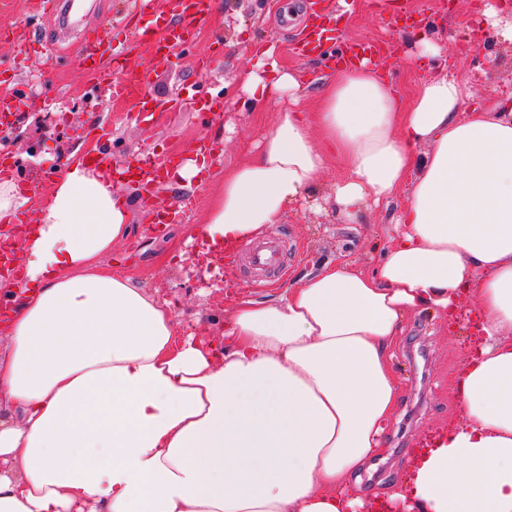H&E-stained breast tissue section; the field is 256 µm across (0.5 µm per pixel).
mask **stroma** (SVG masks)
I'll list each match as a JSON object with an SVG mask.
<instances>
[{
  "label": "stroma",
  "mask_w": 512,
  "mask_h": 512,
  "mask_svg": "<svg viewBox=\"0 0 512 512\" xmlns=\"http://www.w3.org/2000/svg\"><path fill=\"white\" fill-rule=\"evenodd\" d=\"M286 0H216L208 26L194 33L183 49L156 66L146 48H139L134 61L146 76L144 90L151 101L163 104L178 100L176 111L140 113L126 101L102 102L99 109L83 105L71 111V132L53 136L35 118L63 93L87 90L88 84L73 50L85 31L101 19L123 31L126 20L120 0H78L82 18L73 30V45L60 49L57 30L46 18H29L25 0H0V30L23 31L33 37L28 52V73L38 78L37 92L24 115L8 132L11 163L31 171L39 186L19 210L25 223H33L37 207L58 177L52 162L59 157L76 160L97 146L90 128L103 124L112 134L113 161L133 159L150 151L159 161L172 157L188 160L186 148L200 139L213 142L217 154L210 159L204 182L170 183L157 200L140 194L137 186L117 183L113 190L125 197L131 233L115 244L104 264L114 273L132 277L159 300L175 309L176 334H195L221 340L224 324L239 295L271 301L295 287L302 276L323 262L344 255L370 267L379 261L394 209L407 204L406 191H398L390 207H366L353 219L336 210L332 189L346 175L335 155H328L318 190L289 205L281 223L271 226L268 236L280 239L287 255V274L255 283L247 261L224 267L222 272L204 268L195 272L192 254L197 228L204 224L212 197L224 180L225 169L251 157L270 132L286 100L254 101L244 89L241 76L256 69L257 52L272 48L280 70L293 73L305 90V109L317 108L322 80L331 78L322 60H300L288 53V43L297 34L306 14L305 0H293L296 12L285 15ZM354 10L341 13L337 21L344 38L365 37L390 41L394 58L381 59L379 67L404 100H411L427 66L410 61L421 38L434 40L441 48L448 74L467 80L473 98L489 102L512 92V45L502 42L486 23L487 5L512 8V0H413L414 21L400 14L402 0H354ZM223 104L219 115L203 110L204 102ZM38 154H31V144ZM192 190L198 202L183 223L168 225L164 232L148 230L147 210L153 204L169 205ZM470 325L448 323L445 317L427 312L410 314L394 348L393 368L402 384L399 405L383 436V453L361 473L359 493L365 500L383 498L388 486L402 479L418 443L438 432L440 425L460 417L454 385L469 353Z\"/></svg>",
  "instance_id": "stroma-1"
}]
</instances>
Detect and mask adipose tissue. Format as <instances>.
Listing matches in <instances>:
<instances>
[{
  "instance_id": "1",
  "label": "adipose tissue",
  "mask_w": 512,
  "mask_h": 512,
  "mask_svg": "<svg viewBox=\"0 0 512 512\" xmlns=\"http://www.w3.org/2000/svg\"><path fill=\"white\" fill-rule=\"evenodd\" d=\"M289 92L259 152L226 170L198 229L219 246L262 235L321 183L338 211L398 212L382 259L340 256L271 303L243 295L224 348L178 338L175 313L103 258L130 233L125 200L65 166L34 227L10 238L24 280L0 349V512H353L352 479L382 452L400 398L393 349L413 312H466L481 345L461 417L387 493L396 512H512V97L473 106L453 75L404 103L375 66L336 70L314 113Z\"/></svg>"
}]
</instances>
